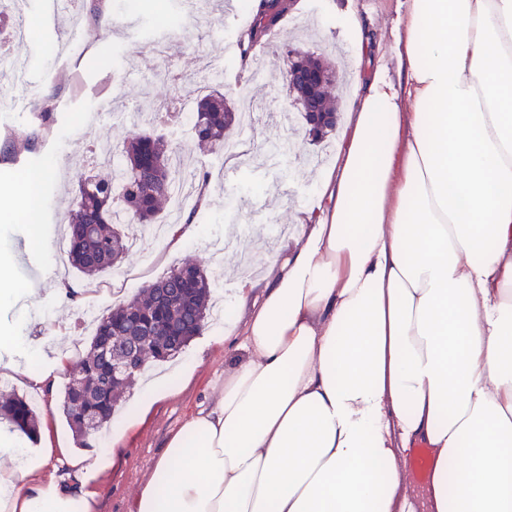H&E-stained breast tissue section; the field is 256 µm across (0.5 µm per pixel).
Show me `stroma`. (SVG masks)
<instances>
[{"mask_svg":"<svg viewBox=\"0 0 512 512\" xmlns=\"http://www.w3.org/2000/svg\"><path fill=\"white\" fill-rule=\"evenodd\" d=\"M220 2L210 0L209 6L191 15L184 33L170 43L168 52L177 58L183 79L164 84L154 74L165 62L149 50L151 41L161 36L156 17L162 13L174 17L187 14L186 0H77L74 14L84 23L88 49L96 55L91 62L72 56V47L66 42L74 14H59L48 24L43 19L41 0H19L17 7L27 14L30 33L12 44L8 57L24 62L26 77L20 83L7 80L0 84V94L12 101L10 108L0 112V148L20 134L30 140L29 150L18 156L0 152V275L10 287L19 291L51 287L42 255L28 246L30 225L39 221L48 237L56 238L78 192V174L101 172L92 153L96 134L109 136L118 149L131 135L150 129L165 132L163 124L150 127L142 123L138 110L153 100L179 97L191 105L197 96L215 90L224 93L233 111L250 106L262 113V123L251 133L253 149H262L268 138L284 134L290 142L287 160L249 168L229 185L224 181L220 153H191V171L208 172L211 194L209 202L198 208L194 218L197 234L183 250H169L164 240L146 232L112 271L97 279L86 280L66 257H55L54 263L72 285L92 286L93 298L103 314L112 308L113 297L134 298L145 282L162 278L183 261L218 267L211 245L216 238H234V255L253 251L258 268L252 277L262 278L260 266L275 254L278 242L273 239L257 245L254 234L292 225L294 210L312 205L316 199L315 173L330 163L323 144L311 141L302 126L279 51L285 45L310 50L335 64L332 93L337 111H345L352 47L340 14L347 9L356 12L370 44L388 54L396 42L398 3L321 0L317 13L304 10L292 17L281 28L278 43L265 48L260 61L267 66V73L241 67L233 60L230 74L219 79L207 75L204 63L224 54ZM104 96L111 98L122 116L89 126L88 112L98 107ZM41 99L51 112L46 123L30 110L31 103ZM33 165L45 174L41 212L36 217L13 205L16 192L25 186L21 172ZM82 309L79 303L31 297L0 305V372L27 365L34 357L44 368H54L58 347L73 341L80 352H87L92 334L80 327ZM219 331V326L206 323L200 335L169 361L151 364L145 370V377L151 378L175 375L184 362L194 367L192 377L179 382L173 395L156 402L146 420L129 434L112 469L96 478L95 512H129L169 435L189 412L210 404L215 386L224 381V354L230 347L229 342L219 339Z\"/></svg>","mask_w":512,"mask_h":512,"instance_id":"stroma-1","label":"stroma"}]
</instances>
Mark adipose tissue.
I'll list each match as a JSON object with an SVG mask.
<instances>
[{"label": "adipose tissue", "mask_w": 512, "mask_h": 512, "mask_svg": "<svg viewBox=\"0 0 512 512\" xmlns=\"http://www.w3.org/2000/svg\"><path fill=\"white\" fill-rule=\"evenodd\" d=\"M403 6L391 65L346 14L370 72L317 202L131 512H512V0ZM20 444L0 435V512H91L92 492L42 478L86 459L47 442L21 470Z\"/></svg>", "instance_id": "obj_1"}]
</instances>
